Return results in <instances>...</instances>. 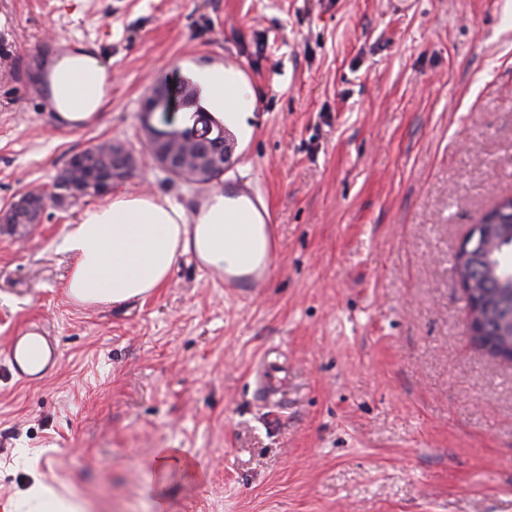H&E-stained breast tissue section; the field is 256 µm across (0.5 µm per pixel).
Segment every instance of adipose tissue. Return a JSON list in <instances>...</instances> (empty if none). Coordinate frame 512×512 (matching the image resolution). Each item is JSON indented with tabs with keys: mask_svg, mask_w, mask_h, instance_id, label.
<instances>
[{
	"mask_svg": "<svg viewBox=\"0 0 512 512\" xmlns=\"http://www.w3.org/2000/svg\"><path fill=\"white\" fill-rule=\"evenodd\" d=\"M51 108L60 122L76 127L95 119L106 100L110 75L97 53L76 51L48 65ZM212 117L242 121L253 93L239 73L208 67L191 74ZM253 221L228 212L223 198L188 218L180 205L122 193L84 209L64 238L74 262L64 288L84 303H120L163 287L180 255L195 253L215 269L248 255ZM26 512H85L76 496L59 495L36 480L22 496Z\"/></svg>",
	"mask_w": 512,
	"mask_h": 512,
	"instance_id": "adipose-tissue-1",
	"label": "adipose tissue"
}]
</instances>
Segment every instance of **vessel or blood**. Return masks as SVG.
I'll return each mask as SVG.
<instances>
[{"mask_svg": "<svg viewBox=\"0 0 512 512\" xmlns=\"http://www.w3.org/2000/svg\"><path fill=\"white\" fill-rule=\"evenodd\" d=\"M224 190L237 207L261 219L257 232L264 242L263 253L245 264H225L223 271L225 287L231 288L238 299L247 300L259 294L270 281L271 260L280 248L277 226L271 211L265 210L266 197L253 179L236 177L227 180ZM4 353L18 379L27 382L51 373L58 361L52 337L38 325L30 327L28 333L12 337Z\"/></svg>", "mask_w": 512, "mask_h": 512, "instance_id": "vessel-or-blood-1", "label": "vessel or blood"}]
</instances>
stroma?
<instances>
[{
    "label": "stroma",
    "instance_id": "1",
    "mask_svg": "<svg viewBox=\"0 0 512 512\" xmlns=\"http://www.w3.org/2000/svg\"><path fill=\"white\" fill-rule=\"evenodd\" d=\"M50 40L109 65L86 126L32 93ZM212 66L253 92L224 173L269 198L270 286L241 301L186 254L150 296L82 304L62 242L98 197L0 223V349L36 321L59 350L26 383L0 357V512L36 478L88 512H512V362L472 344L453 268L512 196V0H0V216L111 140L137 159L113 194L197 212L223 179L161 172L141 108ZM159 448L186 463L164 483Z\"/></svg>",
    "mask_w": 512,
    "mask_h": 512
}]
</instances>
